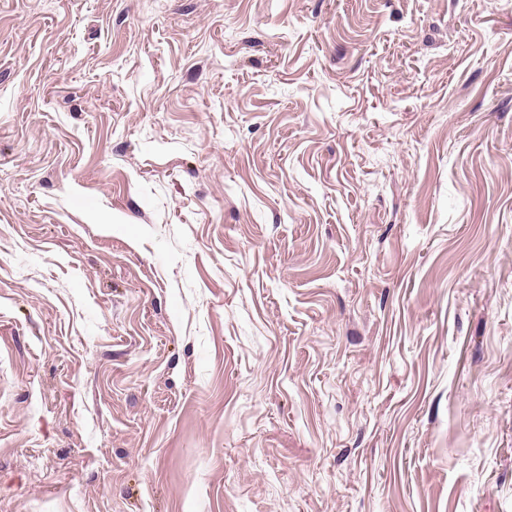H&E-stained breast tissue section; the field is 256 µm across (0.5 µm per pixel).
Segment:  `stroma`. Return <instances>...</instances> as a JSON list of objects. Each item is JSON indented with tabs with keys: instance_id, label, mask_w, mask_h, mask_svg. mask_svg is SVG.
<instances>
[{
	"instance_id": "obj_1",
	"label": "stroma",
	"mask_w": 512,
	"mask_h": 512,
	"mask_svg": "<svg viewBox=\"0 0 512 512\" xmlns=\"http://www.w3.org/2000/svg\"><path fill=\"white\" fill-rule=\"evenodd\" d=\"M0 512H512V0H0Z\"/></svg>"
}]
</instances>
